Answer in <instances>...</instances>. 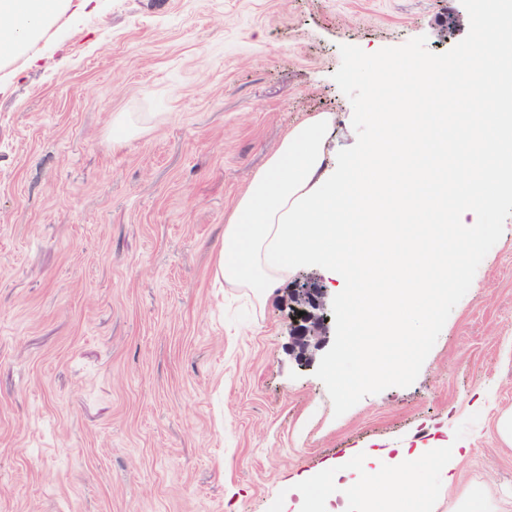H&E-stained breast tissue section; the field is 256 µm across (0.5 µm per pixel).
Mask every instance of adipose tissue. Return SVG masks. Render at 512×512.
Here are the masks:
<instances>
[{
    "mask_svg": "<svg viewBox=\"0 0 512 512\" xmlns=\"http://www.w3.org/2000/svg\"><path fill=\"white\" fill-rule=\"evenodd\" d=\"M92 0H0V61L24 55L29 45L67 13H80ZM458 448L434 452L398 448L388 461L376 456L347 455L329 463L317 481L298 482L303 512H319L330 500H342L349 512L370 503L377 512H424L433 486L426 470L435 468L445 482L458 481Z\"/></svg>",
    "mask_w": 512,
    "mask_h": 512,
    "instance_id": "1",
    "label": "adipose tissue"
}]
</instances>
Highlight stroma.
<instances>
[{"label":"stroma","instance_id":"1","mask_svg":"<svg viewBox=\"0 0 512 512\" xmlns=\"http://www.w3.org/2000/svg\"><path fill=\"white\" fill-rule=\"evenodd\" d=\"M461 0H95L0 65V512H295L346 450L464 449L428 512L512 502V217L415 382L334 416L290 348V269L219 286L234 204L288 130L336 116L339 47L426 36Z\"/></svg>","mask_w":512,"mask_h":512}]
</instances>
